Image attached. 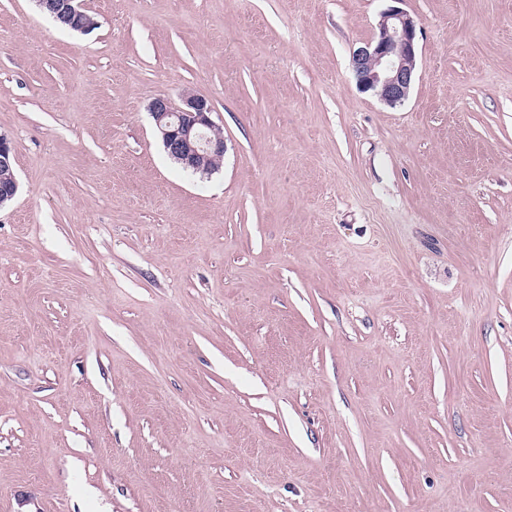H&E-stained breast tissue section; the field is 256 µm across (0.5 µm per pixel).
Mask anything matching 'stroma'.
I'll list each match as a JSON object with an SVG mask.
<instances>
[{"label": "stroma", "instance_id": "obj_1", "mask_svg": "<svg viewBox=\"0 0 512 512\" xmlns=\"http://www.w3.org/2000/svg\"><path fill=\"white\" fill-rule=\"evenodd\" d=\"M0 0V512H512V0ZM203 95L212 175L148 106ZM37 2L57 24H67L69 28L81 33H86L96 26L94 18L86 14L77 0H37ZM417 21L405 10L384 11L376 39L352 56L359 86L389 106L401 105L410 94L416 70Z\"/></svg>", "mask_w": 512, "mask_h": 512}]
</instances>
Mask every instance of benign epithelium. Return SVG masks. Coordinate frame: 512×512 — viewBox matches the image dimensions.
I'll use <instances>...</instances> for the list:
<instances>
[{
	"instance_id": "obj_1",
	"label": "benign epithelium",
	"mask_w": 512,
	"mask_h": 512,
	"mask_svg": "<svg viewBox=\"0 0 512 512\" xmlns=\"http://www.w3.org/2000/svg\"><path fill=\"white\" fill-rule=\"evenodd\" d=\"M37 2L58 24L82 33L96 26L78 0ZM416 36L417 21L408 12L395 6L384 11L376 39L353 53L352 66L359 86L389 106L402 104L409 97L415 77ZM150 114L165 152L183 167L199 172L204 170V159L224 155V138L212 136L216 123L204 97L190 94L182 108H174L168 99L158 97L150 104Z\"/></svg>"
}]
</instances>
